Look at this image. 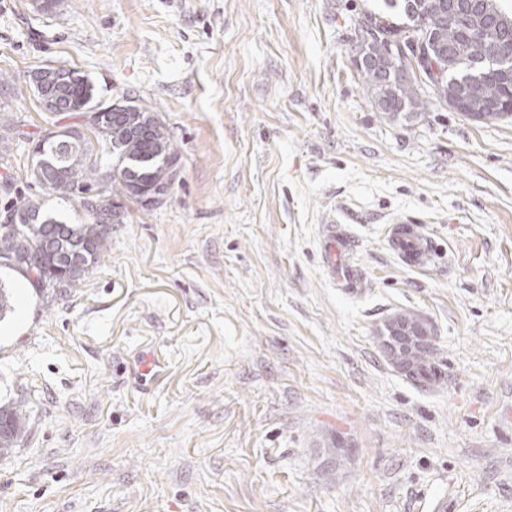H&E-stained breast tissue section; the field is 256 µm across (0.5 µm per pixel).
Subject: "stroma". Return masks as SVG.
<instances>
[{"label": "stroma", "mask_w": 512, "mask_h": 512, "mask_svg": "<svg viewBox=\"0 0 512 512\" xmlns=\"http://www.w3.org/2000/svg\"><path fill=\"white\" fill-rule=\"evenodd\" d=\"M35 3L0 0V112L42 135L29 72L66 66L155 112L180 174L80 287L0 273V404L33 406L0 512H512V118L377 112L353 49L382 0ZM27 154L0 177L87 223ZM405 219L427 268L391 252ZM332 224L360 288L325 271ZM399 312L437 383L388 358ZM391 250L400 262L413 269L428 267L433 260L431 238L420 224L399 223L387 230Z\"/></svg>", "instance_id": "stroma-1"}]
</instances>
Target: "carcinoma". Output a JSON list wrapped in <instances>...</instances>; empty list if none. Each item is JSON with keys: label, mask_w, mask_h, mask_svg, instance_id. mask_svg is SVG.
<instances>
[{"label": "carcinoma", "mask_w": 512, "mask_h": 512, "mask_svg": "<svg viewBox=\"0 0 512 512\" xmlns=\"http://www.w3.org/2000/svg\"><path fill=\"white\" fill-rule=\"evenodd\" d=\"M383 2L387 10L398 11L405 21L397 23L379 14L365 16L358 27L357 47L376 56L390 48L397 60L404 53L430 54L445 70V78L436 84L433 93L448 102L451 79L486 47L464 37L453 23L439 24L427 34L417 29V10L431 0ZM444 45L455 51L446 62L438 53ZM359 74L372 101L379 102L378 111L390 117L411 118L428 108L423 82L417 79L391 87L374 69L361 68ZM467 87L470 97L498 98L503 111L512 113V87L502 80L477 74L469 79ZM93 98V84L76 74L63 90V101L70 111L46 118L52 126L67 131L71 143L67 152L57 150L49 135L36 139L11 113L1 112L0 163L10 167L9 152L28 142L35 148L29 153L27 166L31 182L78 204L81 194L97 190L103 201L126 200L147 209V195L171 186L168 162L176 159V153L168 132L158 117L149 116L147 109L131 100L122 102L119 111L99 122L94 113L84 109ZM6 199V211L25 215L33 223L0 224V269L17 273L40 293L53 295L79 287L110 250L112 228L94 216L88 224H69L42 198L15 195L9 188ZM390 354L404 375L415 382L437 378L434 347H400ZM31 412L32 407L24 401L0 406V455L22 442Z\"/></svg>", "instance_id": "cac0c4a2"}]
</instances>
